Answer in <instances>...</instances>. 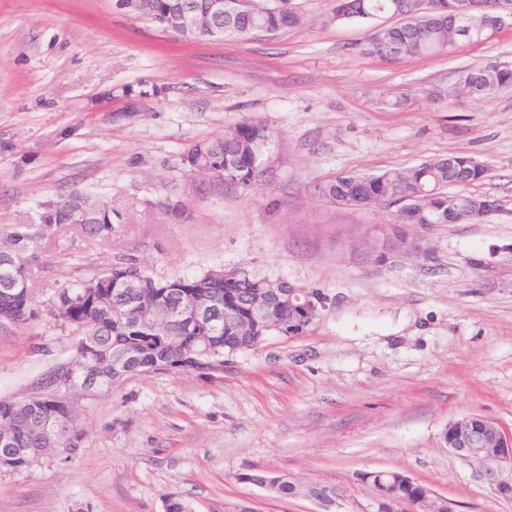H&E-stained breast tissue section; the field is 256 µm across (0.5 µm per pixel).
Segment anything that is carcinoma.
I'll list each match as a JSON object with an SVG mask.
<instances>
[{
	"label": "carcinoma",
	"instance_id": "cac0c4a2",
	"mask_svg": "<svg viewBox=\"0 0 512 512\" xmlns=\"http://www.w3.org/2000/svg\"><path fill=\"white\" fill-rule=\"evenodd\" d=\"M208 0H144L141 14L159 20L164 14H174L191 4L199 10L206 8ZM461 0H335L331 20L369 19L388 14L396 23L380 30L367 45L366 52L392 57H434L448 49V43L459 35L466 24L458 19L457 9ZM301 24V17L288 8V0L269 10L256 8L224 18V37L243 38L255 31L286 32ZM469 95L480 96L488 85L498 88L512 87V64H487L467 72ZM278 143L274 132L263 121L247 117L230 129V135L203 141L194 145L184 161L194 178L204 182L230 183L243 187L263 185L261 172L265 159L276 156ZM219 168L224 172L220 179L212 173ZM485 166L473 164V159L454 155L425 161L421 164L384 170L377 174L338 175L322 186L318 192L327 200L344 206L364 209L382 204L396 208L395 220L386 228L392 238H406L413 234L416 225L480 223L488 214V197L463 191L485 177ZM456 186L462 191L450 195L446 188ZM81 207L98 211L102 216L95 224L85 225L94 235L112 234V210L104 205L90 203L89 199L70 194L67 199L50 207L42 215V223L68 224L71 211ZM10 250H1L9 261L0 260V289L13 278L14 273L28 265L30 237L12 232ZM267 279L233 268L217 283L212 270L198 275L173 280H157L148 275L137 259L128 257L112 265L100 275L88 280L68 281L56 292L52 311L67 308L62 318L70 335L84 342L88 360L101 363L116 354L132 351L135 363L130 374H145L158 370L183 368L186 355L196 352L200 360L199 371H206L214 364H224V353L233 354L256 348L258 336L272 332L288 335V324L294 318L288 304L269 302L262 312L252 315L248 295L265 287ZM147 294L157 303L176 307L188 299L204 298L219 306L211 321H196L175 317L164 330L154 328L139 309L137 301ZM232 318L231 324L224 316ZM37 318L31 297L0 292V325L9 323L24 326ZM54 376L42 382L45 392L37 397L0 399L1 407L15 406L19 415L30 413L52 421L46 433L18 432L9 446L0 445V456L11 448L16 450L8 468L23 469L33 462L35 454L47 455L60 448L73 446L75 412L66 411L63 390L52 386ZM379 495L403 499L414 509H436L443 512V502L428 496L430 488L409 481L400 472L393 471L382 479H373ZM328 490L318 484H300L283 475L272 482L275 496L302 494L306 497Z\"/></svg>",
	"mask_w": 512,
	"mask_h": 512
}]
</instances>
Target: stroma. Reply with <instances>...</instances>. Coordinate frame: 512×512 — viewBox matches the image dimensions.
Here are the masks:
<instances>
[{
	"label": "stroma",
	"instance_id": "1",
	"mask_svg": "<svg viewBox=\"0 0 512 512\" xmlns=\"http://www.w3.org/2000/svg\"><path fill=\"white\" fill-rule=\"evenodd\" d=\"M302 23L243 39L163 31L122 0H0V232L29 235L37 320L0 327V398L67 362L49 304L67 281L134 256L157 279L224 266L315 290L326 306L222 370L130 375L78 399L77 448L0 470V512H322L239 481L263 469L333 491V512H376L361 477L398 471L456 512H512L483 466L442 441L478 415L512 431V87L453 91L463 71L512 61V20L429 58L365 53L388 16L328 23L333 0H290ZM246 117L281 137L263 190L194 180L196 143ZM459 153L487 169V221L424 232L428 258L384 267L357 246L391 221L317 184ZM79 193L112 211L110 237L40 217ZM186 212L172 221L159 202Z\"/></svg>",
	"mask_w": 512,
	"mask_h": 512
}]
</instances>
